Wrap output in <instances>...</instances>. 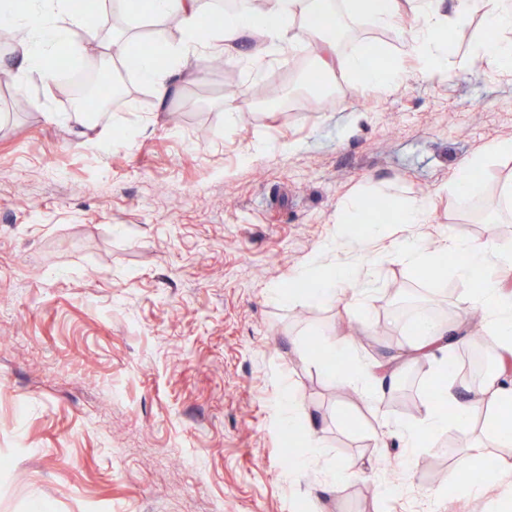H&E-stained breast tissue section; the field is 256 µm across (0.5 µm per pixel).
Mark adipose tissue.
Returning <instances> with one entry per match:
<instances>
[{
    "label": "adipose tissue",
    "mask_w": 512,
    "mask_h": 512,
    "mask_svg": "<svg viewBox=\"0 0 512 512\" xmlns=\"http://www.w3.org/2000/svg\"><path fill=\"white\" fill-rule=\"evenodd\" d=\"M443 0H418L415 10L421 22L409 26L405 37L409 44L421 48L449 45L460 25L473 12H482L486 37L482 43L485 56L494 59L499 70L512 74V43L503 44L498 34L512 28V0H450L449 13H442ZM130 14L153 18L178 17L190 40L182 46L164 48L166 66H159L154 50L138 53L135 69L138 76L152 85L159 98H166L171 79L192 66L199 50L191 37L208 15L206 0H126ZM334 0H264L254 7L253 0H238L233 11L225 13L222 27L212 39L233 45L243 33H250L270 46H292L303 39V26L297 18L329 17ZM0 22L14 32L12 60L7 68L14 79L26 82L46 80L51 71L50 59L59 51L79 57L84 42L76 35L81 22L71 16L67 0H0ZM454 253L456 276L463 282L457 306L460 318L479 311L489 336L497 345L499 370L478 390L461 387L447 359V353L459 343L461 326H451L429 316L419 315L409 324L414 338V352L435 357L438 364L434 401L426 417L407 425L405 433L411 446L453 424L468 427L476 412H483L492 440L502 447L512 446V290L505 288L494 267L495 262H512V251L503 249L495 238L472 244L458 240L450 249L430 250L427 245L410 241L392 250L391 258L422 275L437 268L447 253Z\"/></svg>",
    "instance_id": "adipose-tissue-1"
}]
</instances>
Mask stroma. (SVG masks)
<instances>
[{
  "label": "stroma",
  "mask_w": 512,
  "mask_h": 512,
  "mask_svg": "<svg viewBox=\"0 0 512 512\" xmlns=\"http://www.w3.org/2000/svg\"><path fill=\"white\" fill-rule=\"evenodd\" d=\"M338 19L336 57L371 44L398 76L379 87L335 69L341 93L316 112H226L229 95L288 90L320 65L306 44L271 55L249 35L224 53L233 74L184 70L163 104L129 62L97 54L123 91L83 125L61 89L0 86V512H310L316 499L323 512H512V447L461 466L483 420L405 445L435 366L409 356L389 289L452 320L460 282L387 258L407 237L512 247V215L484 223L512 179V157L485 153L512 139V76L478 61V13L439 65L404 37L412 10ZM148 28L183 38L169 18L101 14L92 41L123 33L138 51ZM476 156L462 204L451 184ZM350 196L433 208L410 227L370 210L337 223ZM339 265L357 271L341 301L287 293ZM329 338L344 357L324 354ZM396 356L401 381L374 403L352 376Z\"/></svg>",
  "instance_id": "stroma-1"
}]
</instances>
